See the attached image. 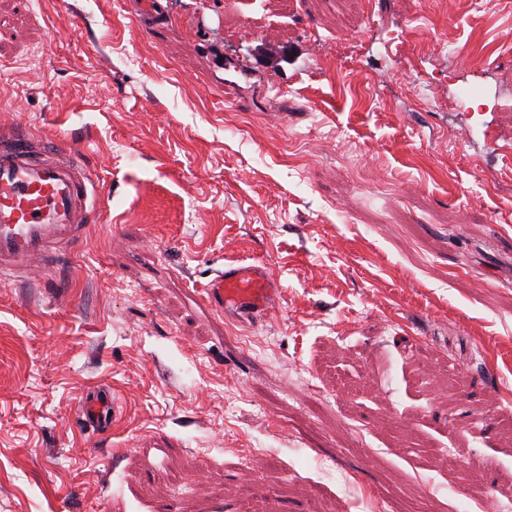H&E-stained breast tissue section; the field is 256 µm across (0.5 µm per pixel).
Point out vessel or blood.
Returning <instances> with one entry per match:
<instances>
[{
  "instance_id": "obj_1",
  "label": "vessel or blood",
  "mask_w": 512,
  "mask_h": 512,
  "mask_svg": "<svg viewBox=\"0 0 512 512\" xmlns=\"http://www.w3.org/2000/svg\"><path fill=\"white\" fill-rule=\"evenodd\" d=\"M95 216L81 158L59 137L0 132V281L28 279L35 264L52 267L82 244ZM275 282L264 262L216 272L206 298L218 312L258 317L273 308ZM112 401L88 394L78 418L106 427Z\"/></svg>"
}]
</instances>
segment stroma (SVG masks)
Instances as JSON below:
<instances>
[{
    "label": "stroma",
    "mask_w": 512,
    "mask_h": 512,
    "mask_svg": "<svg viewBox=\"0 0 512 512\" xmlns=\"http://www.w3.org/2000/svg\"><path fill=\"white\" fill-rule=\"evenodd\" d=\"M163 6L145 29L132 0H0V126L66 137L101 199L78 252L0 282V512L512 496V13ZM256 258L276 311L217 312L204 284ZM91 389L108 431L75 422Z\"/></svg>",
    "instance_id": "stroma-1"
}]
</instances>
